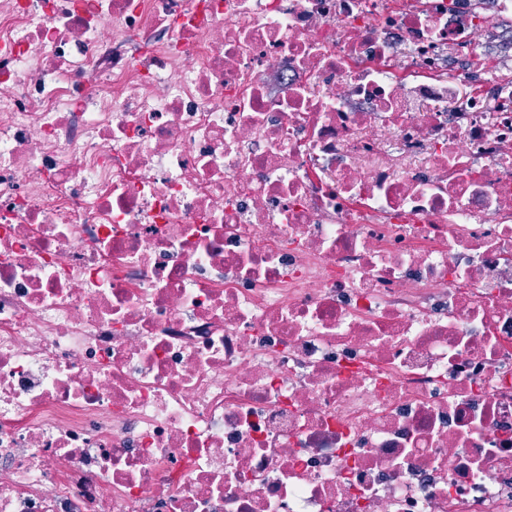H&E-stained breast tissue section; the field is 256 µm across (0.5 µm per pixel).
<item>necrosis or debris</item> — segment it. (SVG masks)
Listing matches in <instances>:
<instances>
[{"label":"necrosis or debris","mask_w":512,"mask_h":512,"mask_svg":"<svg viewBox=\"0 0 512 512\" xmlns=\"http://www.w3.org/2000/svg\"><path fill=\"white\" fill-rule=\"evenodd\" d=\"M512 0H0V512H512Z\"/></svg>","instance_id":"1"}]
</instances>
